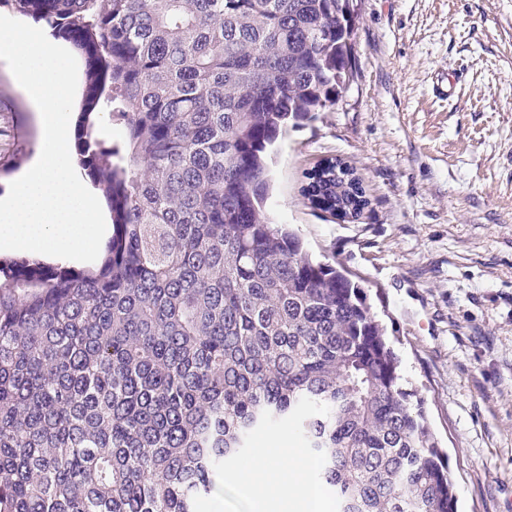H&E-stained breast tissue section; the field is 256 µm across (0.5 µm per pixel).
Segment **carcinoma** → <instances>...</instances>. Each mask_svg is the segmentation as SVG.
Segmentation results:
<instances>
[{
    "mask_svg": "<svg viewBox=\"0 0 512 512\" xmlns=\"http://www.w3.org/2000/svg\"><path fill=\"white\" fill-rule=\"evenodd\" d=\"M11 2L84 61L112 237L94 269L0 258V512H198L288 422L338 512H457L366 291L266 211L270 147L349 79L350 0ZM347 172L305 196L360 212Z\"/></svg>",
    "mask_w": 512,
    "mask_h": 512,
    "instance_id": "carcinoma-1",
    "label": "carcinoma"
}]
</instances>
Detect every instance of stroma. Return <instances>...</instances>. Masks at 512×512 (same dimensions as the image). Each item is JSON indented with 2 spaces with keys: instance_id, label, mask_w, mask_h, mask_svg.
Instances as JSON below:
<instances>
[{
  "instance_id": "obj_1",
  "label": "stroma",
  "mask_w": 512,
  "mask_h": 512,
  "mask_svg": "<svg viewBox=\"0 0 512 512\" xmlns=\"http://www.w3.org/2000/svg\"><path fill=\"white\" fill-rule=\"evenodd\" d=\"M350 80L270 153L271 218L366 288L448 454L459 512H512V0H355ZM462 71L452 98L442 76ZM39 114L0 60V158L31 164ZM362 180L354 221L306 176ZM325 163L310 173V182L304 189L305 196L317 209L330 215L336 216V208H340L344 210L345 216L352 212L356 216L365 203L357 200L352 193L349 178L354 177L347 175L349 167L344 168V163L337 160Z\"/></svg>"
}]
</instances>
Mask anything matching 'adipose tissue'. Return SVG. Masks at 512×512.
Wrapping results in <instances>:
<instances>
[{
    "instance_id": "1",
    "label": "adipose tissue",
    "mask_w": 512,
    "mask_h": 512,
    "mask_svg": "<svg viewBox=\"0 0 512 512\" xmlns=\"http://www.w3.org/2000/svg\"><path fill=\"white\" fill-rule=\"evenodd\" d=\"M307 460L275 442L267 446L251 471L232 475L253 500L255 512H324L318 489L304 481Z\"/></svg>"
}]
</instances>
